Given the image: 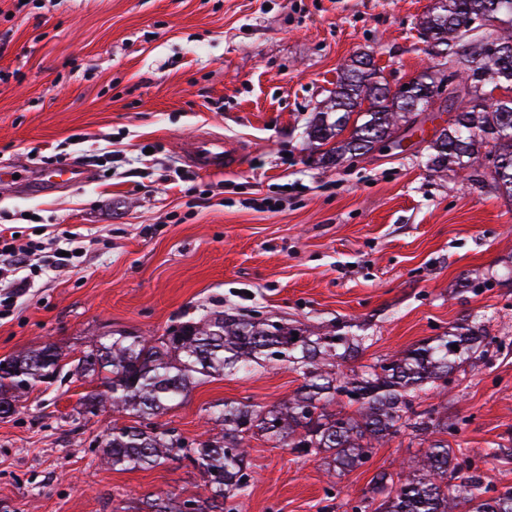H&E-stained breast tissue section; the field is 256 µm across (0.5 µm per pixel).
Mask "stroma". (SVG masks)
<instances>
[{
	"instance_id": "35a3bbf8",
	"label": "stroma",
	"mask_w": 512,
	"mask_h": 512,
	"mask_svg": "<svg viewBox=\"0 0 512 512\" xmlns=\"http://www.w3.org/2000/svg\"><path fill=\"white\" fill-rule=\"evenodd\" d=\"M435 0H0V166L69 160L90 182L31 195L0 184V225L46 243L42 273L0 319V359L50 344L71 361L108 332L159 336L224 309L358 337L347 373L477 323L487 352L418 391L460 419L451 448L477 456L487 496L512 488V201L488 183L436 173L426 148L455 110L401 127L397 148L316 165L306 127L350 58L388 85L437 66L420 23ZM223 137L238 168L186 163L196 134ZM272 198L279 208L257 210ZM75 233L70 268L49 269L53 236ZM303 383L282 364L211 378L159 417L192 440L206 407L287 400ZM91 385L69 380L0 420V512H144L204 475L174 459L116 471L97 450L109 410L78 417ZM403 434L363 466L327 471L263 437L238 512H351L375 476L420 457Z\"/></svg>"
}]
</instances>
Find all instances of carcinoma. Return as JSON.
Instances as JSON below:
<instances>
[{
  "mask_svg": "<svg viewBox=\"0 0 512 512\" xmlns=\"http://www.w3.org/2000/svg\"><path fill=\"white\" fill-rule=\"evenodd\" d=\"M438 0L421 22L435 54L446 51L448 93L441 99L451 109L470 96L469 109L431 141L432 170L455 166L471 182H483L473 168L483 158L492 189L512 200V95L495 98V89L512 90V35L487 37L467 47L480 28L512 25V0ZM439 74L426 70L411 95H390L382 71L367 56L351 58L338 75L330 106L318 112L309 137L325 147L318 162L335 166L349 154L364 156L376 146L394 143L397 122H410L435 101L425 93ZM298 332L293 340L292 332ZM472 327L450 333L386 358L367 369L340 374L332 367L357 352L341 335L312 338L306 331L278 322L253 321L240 314L210 309L197 321H186L157 337L110 333L99 346L66 363L51 346L20 359L0 360V419L15 411V401L40 386L68 377L89 378L97 385L79 399L77 414L91 406L135 416L136 424L112 425L99 447L114 470L154 468L177 458L205 476L203 492L182 499L170 494L148 503V512H237V499L250 487L247 437L264 436L301 456L329 455L344 469L365 464L373 449L401 431L429 442L419 459L395 475L376 476L378 502L351 506L352 512H512V489L485 499L476 459L456 452L435 436L457 430L448 416L414 407V393L448 376L473 352ZM458 349L453 350L451 346ZM281 363L304 383L287 402L263 407L226 400L207 409L209 420L222 426L221 437L186 441L162 429L155 419L183 402L213 375L249 372Z\"/></svg>",
  "mask_w": 512,
  "mask_h": 512,
  "instance_id": "cac0c4a2",
  "label": "carcinoma"
}]
</instances>
